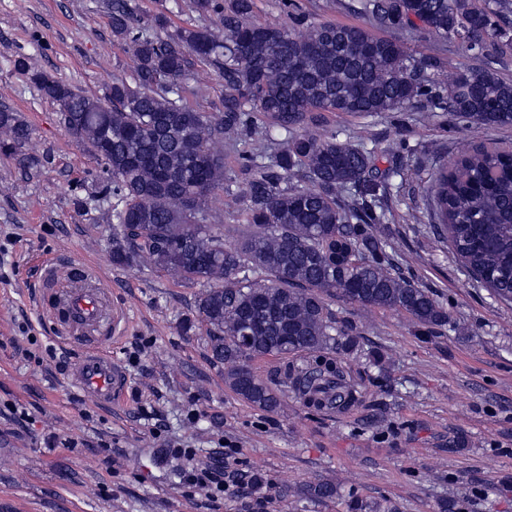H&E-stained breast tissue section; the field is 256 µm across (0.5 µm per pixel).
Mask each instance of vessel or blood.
<instances>
[{"label":"vessel or blood","instance_id":"b4317fda","mask_svg":"<svg viewBox=\"0 0 512 512\" xmlns=\"http://www.w3.org/2000/svg\"><path fill=\"white\" fill-rule=\"evenodd\" d=\"M39 303L49 311L60 339L84 349L75 384L102 403H111L125 391L128 379L104 346L120 339L125 316L108 303L96 271L83 263L69 264L64 270L45 264Z\"/></svg>","mask_w":512,"mask_h":512}]
</instances>
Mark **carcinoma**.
I'll return each instance as SVG.
<instances>
[{
	"label": "carcinoma",
	"instance_id": "obj_1",
	"mask_svg": "<svg viewBox=\"0 0 512 512\" xmlns=\"http://www.w3.org/2000/svg\"><path fill=\"white\" fill-rule=\"evenodd\" d=\"M206 24L171 25L160 11L141 18L132 0H106L113 40L135 60L129 78L115 77L94 98L41 71L27 57L15 67L55 102L76 142L91 151L118 197L113 259L146 258L159 272L206 286L196 304L212 359L228 365L224 383L254 407L275 411L280 393L295 392L309 408L344 410L359 400L348 372L333 358L364 349L363 327L336 317L330 297L362 307L404 312L424 334L448 324V310L401 275L382 238V200L389 182L375 172L364 144L318 132L324 112L381 116L440 101L425 71L404 46L420 29L435 40L470 48L507 36L508 18L473 0H353L362 25L292 26L253 19L254 0H190ZM304 30L299 31L297 27ZM385 29L388 37L374 33ZM202 63L224 82L205 112L187 104L185 81ZM448 113L470 124L512 127V82L488 67L460 66L448 80ZM28 125L0 108V147L19 149ZM250 174L242 223H212L208 198L224 185V147ZM439 236L462 268L501 302H512V153L475 149L431 176ZM234 235L235 240L226 241ZM300 357L274 383L250 362ZM340 495L318 481L305 496Z\"/></svg>",
	"mask_w": 512,
	"mask_h": 512
}]
</instances>
